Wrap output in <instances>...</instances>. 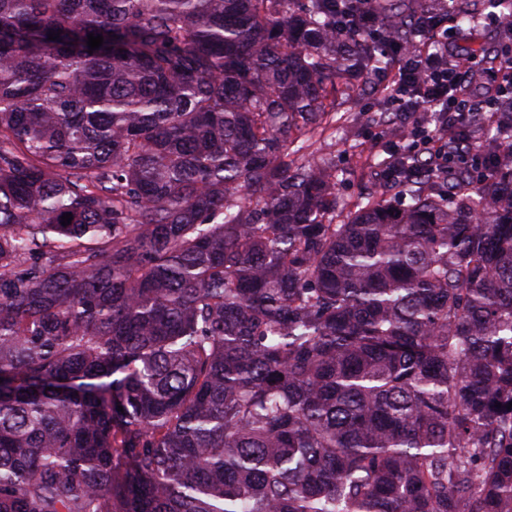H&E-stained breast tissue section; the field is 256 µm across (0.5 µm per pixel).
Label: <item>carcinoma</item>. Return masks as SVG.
I'll use <instances>...</instances> for the list:
<instances>
[{
  "label": "carcinoma",
  "instance_id": "carcinoma-1",
  "mask_svg": "<svg viewBox=\"0 0 512 512\" xmlns=\"http://www.w3.org/2000/svg\"><path fill=\"white\" fill-rule=\"evenodd\" d=\"M441 23L0 0V512H512V124L344 214L311 151Z\"/></svg>",
  "mask_w": 512,
  "mask_h": 512
}]
</instances>
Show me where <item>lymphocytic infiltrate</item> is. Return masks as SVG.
I'll return each mask as SVG.
<instances>
[{
	"mask_svg": "<svg viewBox=\"0 0 512 512\" xmlns=\"http://www.w3.org/2000/svg\"><path fill=\"white\" fill-rule=\"evenodd\" d=\"M479 71L475 57L451 51L447 41L438 36L415 43L397 58L393 80L397 92L392 103L405 113L444 115L435 129L416 126L411 130L412 137L420 141V152L435 166L444 164L438 144L449 128L463 121L467 113L495 111L504 97L512 96V56L500 59L484 82L483 93L477 95L470 81Z\"/></svg>",
	"mask_w": 512,
	"mask_h": 512,
	"instance_id": "1",
	"label": "lymphocytic infiltrate"
}]
</instances>
